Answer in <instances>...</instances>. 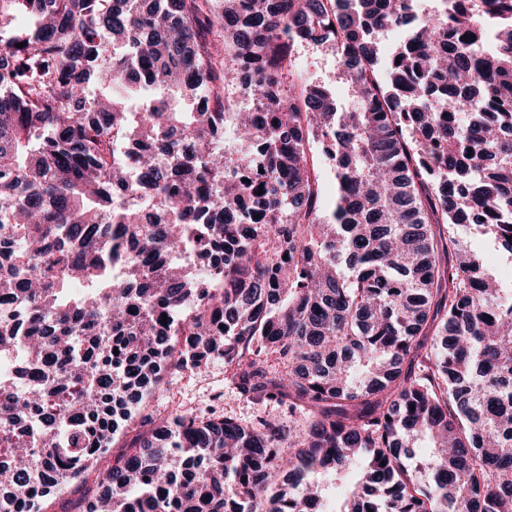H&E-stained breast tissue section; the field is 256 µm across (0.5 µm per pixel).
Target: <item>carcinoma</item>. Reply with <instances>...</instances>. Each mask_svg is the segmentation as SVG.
<instances>
[{"label":"carcinoma","instance_id":"obj_1","mask_svg":"<svg viewBox=\"0 0 512 512\" xmlns=\"http://www.w3.org/2000/svg\"><path fill=\"white\" fill-rule=\"evenodd\" d=\"M408 2L0 0V512H321L352 468L333 512H512V287L460 234L512 254V0ZM301 42L356 47L349 105ZM217 360L267 410L149 409ZM346 54L340 47L335 52L327 51L325 49H315L314 47H302L297 49L294 55L296 59L295 66L300 68L308 67V75L304 74L307 83H329V75L336 70V56L339 58V54ZM332 87V92L340 100H344L348 97L347 91L342 86H336L335 84L329 83Z\"/></svg>","mask_w":512,"mask_h":512}]
</instances>
